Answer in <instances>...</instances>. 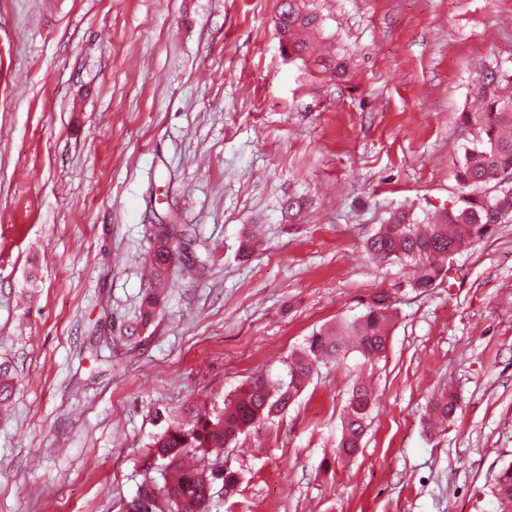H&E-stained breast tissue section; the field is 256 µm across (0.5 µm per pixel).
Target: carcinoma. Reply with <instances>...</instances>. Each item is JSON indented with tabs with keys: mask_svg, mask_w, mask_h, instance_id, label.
Instances as JSON below:
<instances>
[{
	"mask_svg": "<svg viewBox=\"0 0 512 512\" xmlns=\"http://www.w3.org/2000/svg\"><path fill=\"white\" fill-rule=\"evenodd\" d=\"M321 25L322 18L310 8L309 0H277L275 27L280 43L286 44L293 58L303 61L308 57L328 69L336 60L315 54L310 41L311 33ZM474 94L480 110L459 116L463 124L475 128L476 138L455 167L461 195L454 206L427 221L406 211L395 213L366 241L374 260L412 267L405 286L415 292L425 293L444 282L449 272L448 249L457 252L489 234L492 226L512 222V73L497 66L484 67L476 78ZM155 235L157 246L148 257L151 283L140 309L143 324L160 312L175 261L169 225H159ZM395 306L392 293L379 291L363 303L359 314L312 332L304 346L286 358L280 377H253L219 408L192 403L182 415L169 418L152 445L153 456L162 463L160 478H144L136 494L123 503L122 512H209L215 484L222 483L229 494L236 492L237 473L221 461L225 449L261 425L267 430L277 426L309 383L318 360L355 354L372 363L383 357ZM13 382L10 365L1 362L0 408L10 402ZM372 401L370 386L362 381L353 385L338 455L352 456L361 447ZM432 410L439 420H448L456 412L455 396L440 392ZM492 494L499 512H512L511 464L496 475Z\"/></svg>",
	"mask_w": 512,
	"mask_h": 512,
	"instance_id": "cac0c4a2",
	"label": "carcinoma"
}]
</instances>
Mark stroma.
<instances>
[{"mask_svg": "<svg viewBox=\"0 0 512 512\" xmlns=\"http://www.w3.org/2000/svg\"><path fill=\"white\" fill-rule=\"evenodd\" d=\"M337 75L282 55L274 0H0V512H121L191 401L278 374L397 289L376 365L317 363L223 459L210 512H496L512 464V223L423 294L365 241L459 195L477 64L512 73V0H314ZM298 206L287 211L286 199ZM159 224L195 230L138 323ZM377 396L337 458L357 380ZM456 413L429 425L441 390ZM492 494L498 504L499 512L512 511V465L502 468L496 475Z\"/></svg>", "mask_w": 512, "mask_h": 512, "instance_id": "1", "label": "stroma"}]
</instances>
